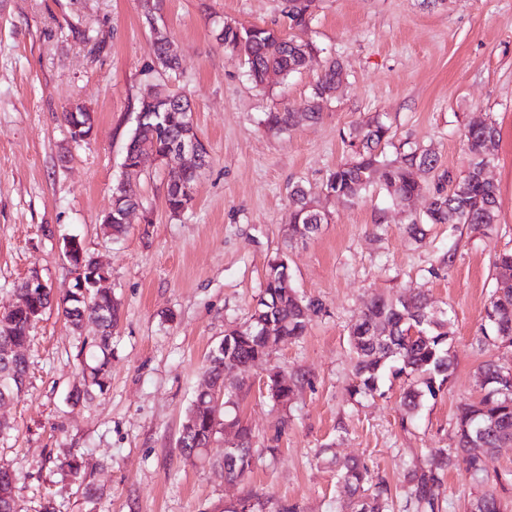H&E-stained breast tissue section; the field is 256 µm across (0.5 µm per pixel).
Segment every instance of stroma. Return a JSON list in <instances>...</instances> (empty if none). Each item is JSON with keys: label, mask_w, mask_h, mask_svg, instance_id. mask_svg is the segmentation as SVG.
Instances as JSON below:
<instances>
[{"label": "stroma", "mask_w": 512, "mask_h": 512, "mask_svg": "<svg viewBox=\"0 0 512 512\" xmlns=\"http://www.w3.org/2000/svg\"><path fill=\"white\" fill-rule=\"evenodd\" d=\"M297 32L317 54L287 81L255 88L244 65L214 38L223 21L292 32L286 0H163L176 70L162 72L137 0H0V310L19 303L31 271L56 305L32 329L27 389L0 406L10 428L0 463L14 472L19 512H224L255 496L265 512H350L332 458H357L367 481L403 494L407 469L453 445L459 407L480 396L477 372L492 359L512 365V347L485 343L480 327L496 287L493 261L512 250V0H312ZM345 80L318 121L282 134L265 113L307 99L327 58ZM187 93L210 159L180 215L164 204L167 172L146 161L138 179L144 211L125 233L102 225L150 89ZM83 104L92 138L68 137L63 110ZM391 126L395 143L434 145L438 170L462 174L470 155L463 130L492 119L499 132L488 176L498 221L487 234L433 225L423 241L404 234L425 198L392 200L376 189L349 204L327 195L330 172L348 157L345 139L367 117ZM302 183L330 216L305 239L288 238L289 184ZM74 236L109 273L120 303L109 383L71 398L84 341L57 304L75 281L62 255ZM286 251L294 288L323 302L303 336L268 360L226 372L242 390L234 409L252 431L254 465L224 480V435L194 457L179 447L193 394L207 384L208 356L226 329L249 321L267 262ZM453 251L441 264L445 251ZM423 289L454 315L455 365L447 387L413 414L400 406L403 380L386 395L351 396L349 327L374 296ZM306 382L290 405L266 400L269 368ZM81 454L80 478L55 459ZM95 497H87L86 485Z\"/></svg>", "instance_id": "obj_1"}]
</instances>
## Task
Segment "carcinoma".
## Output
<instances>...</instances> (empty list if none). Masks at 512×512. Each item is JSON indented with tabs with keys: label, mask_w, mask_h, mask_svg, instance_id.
Instances as JSON below:
<instances>
[{
	"label": "carcinoma",
	"mask_w": 512,
	"mask_h": 512,
	"mask_svg": "<svg viewBox=\"0 0 512 512\" xmlns=\"http://www.w3.org/2000/svg\"><path fill=\"white\" fill-rule=\"evenodd\" d=\"M289 16L293 26L303 29L308 24L305 0H291ZM215 39L224 50L239 58L247 67L248 76L257 87H263L274 74L283 80L302 70L317 52L316 47L296 36L282 38L273 30L244 26L224 21L215 30ZM168 32L160 30L151 43L153 55L165 71L178 68L177 56L169 53ZM344 80L343 65L336 59L325 61L324 69L313 85L310 96L301 104H286L265 113L264 126L275 133H284L301 120L320 118L324 102L336 97ZM138 111L151 118L137 123L125 149L123 189L112 192V223L107 225L113 235L126 231L122 214L142 206L137 188V158L145 151L169 153L181 142L199 140L192 119L190 99L185 94L164 95L151 90L138 102ZM66 123L78 121L84 131L93 128L91 112L82 108L64 111ZM464 141L471 162L464 174L452 178L437 177L435 188L427 186V178L437 169L438 157L431 148L403 149L394 143L395 134L380 117L372 116L353 128L347 139L348 158L333 170L325 190L337 198L353 203L362 194L378 186L395 200L410 195L428 194L423 216L413 217L404 232L416 241L426 236L431 224H446L455 229L466 224L474 231L489 229L497 221L498 192L484 176L485 168L494 159L497 146L495 122L475 128L467 125ZM395 148L393 155L385 147ZM448 186H443V182ZM290 212L288 239L304 238L328 223L327 214L315 206L316 198L299 185L289 190ZM497 287L485 307L481 331L493 343L512 346V252L504 251L494 260ZM29 293L27 310L9 314V325L0 327V402L11 400L24 392L28 361L24 354L29 332L40 321L52 298L48 288H30L27 281L17 288ZM324 311L317 299L306 300L292 287L288 260L278 254L267 263L263 291L244 326L229 328L224 344L208 356L206 373L217 382L224 380V369L270 357L264 324L278 325L279 334L288 339L304 335L312 316ZM63 315L71 326L80 330L87 320L98 324L100 336L96 347L100 359L82 371V393L103 391L108 381L109 358L112 354V330L118 321V303L112 293L100 288H76L63 300ZM350 346L356 355L352 388L356 394L385 395L381 390L385 373L405 374L412 382L401 395V406L409 413L434 399L452 376V315L436 309L424 291L412 289L395 298H372L365 303L361 315L349 329ZM503 366L488 360L479 368L481 397L467 403L456 415L454 447L442 449L425 469H412L405 475L411 485L402 512H438L445 471L460 465L481 491L468 504L467 512H504L497 489L512 486V470L489 473L488 459L497 449L512 444V388L499 382ZM267 399L288 402L297 387L290 380L282 385L269 378ZM216 408L193 400L185 417L194 429L191 442L182 447L194 455L210 445L217 433ZM236 429L239 444L224 449V478L239 480L251 471L253 457L251 430L239 418L227 421ZM339 482L351 495V512H391L392 493L387 481L364 486L367 467L359 459L336 463ZM17 490L10 471L0 466V512H17Z\"/></svg>",
	"instance_id": "1"
}]
</instances>
